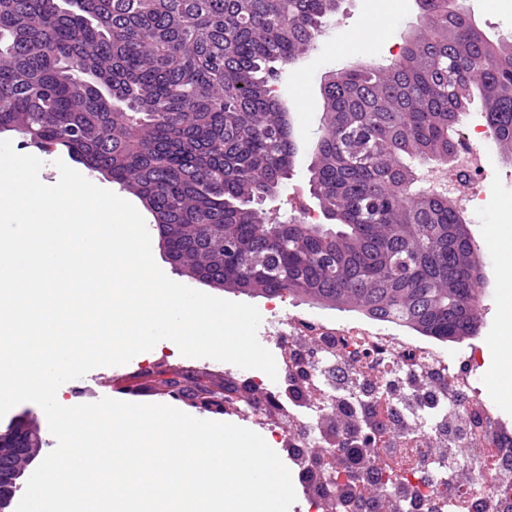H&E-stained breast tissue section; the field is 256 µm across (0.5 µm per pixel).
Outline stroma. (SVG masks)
<instances>
[{"mask_svg":"<svg viewBox=\"0 0 512 512\" xmlns=\"http://www.w3.org/2000/svg\"><path fill=\"white\" fill-rule=\"evenodd\" d=\"M467 5L478 26L491 39L512 41V0H467ZM421 24L417 0H340L336 20L320 37L316 49L283 70L276 85L292 121L297 155L292 175L285 180L274 200L263 202L264 211H275L285 221L304 209L312 212L315 223H324L310 182V168L322 134V80L329 72L348 65L362 62L389 64L397 58L409 33ZM366 26L375 27L377 40L369 47L355 49L349 37ZM484 144L490 155L482 207L462 213L463 222L478 248L483 271L484 295L480 300L481 321L477 333L449 341L425 338L412 328L394 323H381L380 328L395 336L424 339L426 344L452 356L453 373L468 376L472 391L488 398L501 426L512 432V400L489 387L502 363L501 355L495 350L499 339L512 344V329L503 321L504 302L499 288L503 251L512 248V238L503 239L497 249L485 245L490 229L507 222L503 206L512 205V160L500 153L493 139H485ZM151 246L156 263L170 279L212 296L252 304L262 312L273 305L282 319L298 315L342 325L368 321L361 312L315 304L304 297L289 295L274 304L263 294H242L209 286L175 271L159 236H152ZM168 368L196 371L212 385L227 380L241 382L249 375L248 370L229 363L189 358L161 346L137 355L127 364L98 367L76 381L64 383L59 389L60 402L74 406L109 397L133 403L164 404L168 398L159 393L150 372Z\"/></svg>","mask_w":512,"mask_h":512,"instance_id":"stroma-1","label":"stroma"}]
</instances>
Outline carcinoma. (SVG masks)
<instances>
[{"instance_id": "obj_1", "label": "carcinoma", "mask_w": 512, "mask_h": 512, "mask_svg": "<svg viewBox=\"0 0 512 512\" xmlns=\"http://www.w3.org/2000/svg\"><path fill=\"white\" fill-rule=\"evenodd\" d=\"M340 0H0V131L63 150L140 198L180 270L245 293L303 289L443 340L481 319L458 208L414 189L473 94L512 159V44L465 0H419L422 30L386 66L321 87V212L274 222L296 148L279 68L314 49Z\"/></svg>"}]
</instances>
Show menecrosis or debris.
<instances>
[{
	"instance_id": "obj_1",
	"label": "necrosis or debris",
	"mask_w": 512,
	"mask_h": 512,
	"mask_svg": "<svg viewBox=\"0 0 512 512\" xmlns=\"http://www.w3.org/2000/svg\"><path fill=\"white\" fill-rule=\"evenodd\" d=\"M481 137L473 129L459 139L455 159L440 178L467 210L475 206L484 181ZM285 341L295 354L316 351L322 361L314 373L327 382L307 403L306 416L270 421L287 436L302 468L310 466L304 449L318 418L340 416L357 432L381 417L389 429L383 446L394 458L392 476L399 483L394 512H512V434L499 428L480 396L468 395V381L455 377L444 354L364 326H325L302 318L289 320ZM464 394L469 400L463 404ZM421 411L437 414L435 439L411 434L410 419ZM462 455L477 464L479 481L453 478ZM362 480L339 469L315 479L307 494L317 508L331 498L339 512H376L370 498L356 491Z\"/></svg>"
}]
</instances>
